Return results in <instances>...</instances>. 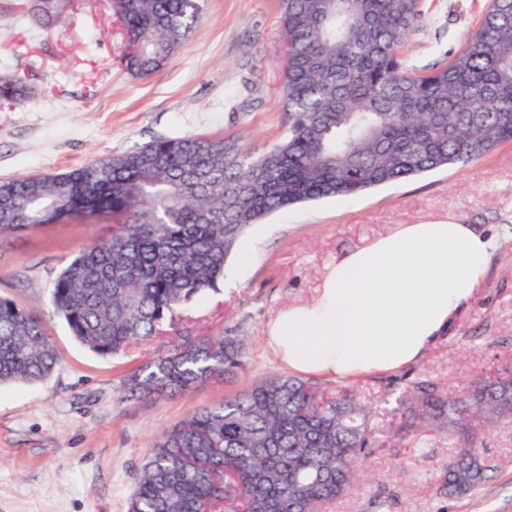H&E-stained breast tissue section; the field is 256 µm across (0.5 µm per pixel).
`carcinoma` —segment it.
Instances as JSON below:
<instances>
[{
	"instance_id": "obj_1",
	"label": "carcinoma",
	"mask_w": 512,
	"mask_h": 512,
	"mask_svg": "<svg viewBox=\"0 0 512 512\" xmlns=\"http://www.w3.org/2000/svg\"><path fill=\"white\" fill-rule=\"evenodd\" d=\"M69 0H34L55 24ZM200 0H122L126 71L146 77L196 29ZM422 0H280L288 51L284 139L254 154L236 141L157 138L78 168L0 181V236L54 218L120 221L82 247L56 278L53 311L92 351L118 356L161 334L182 307L216 288L237 241L267 216L303 202L347 199L512 141V0H490L467 44L447 62L405 55ZM0 78V98L22 103ZM59 356L41 321L0 298V383L49 376ZM234 336L186 334L128 380L125 396H174L244 369ZM392 438L343 391L274 375L165 431L141 467L129 512H324L358 477V459L431 426L454 448L442 490L472 495L487 479L482 428L512 421V368L459 395L430 380L391 386Z\"/></svg>"
}]
</instances>
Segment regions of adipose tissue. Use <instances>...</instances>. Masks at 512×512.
<instances>
[{"label": "adipose tissue", "mask_w": 512, "mask_h": 512, "mask_svg": "<svg viewBox=\"0 0 512 512\" xmlns=\"http://www.w3.org/2000/svg\"><path fill=\"white\" fill-rule=\"evenodd\" d=\"M497 243L450 220L399 224L336 259L310 301L265 327L280 365L354 381L420 362L472 299Z\"/></svg>", "instance_id": "ef3b65f1"}]
</instances>
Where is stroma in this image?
<instances>
[{
    "label": "stroma",
    "instance_id": "1",
    "mask_svg": "<svg viewBox=\"0 0 512 512\" xmlns=\"http://www.w3.org/2000/svg\"><path fill=\"white\" fill-rule=\"evenodd\" d=\"M29 5L0 0V75L30 91L21 105L0 99V181L68 171L159 137L235 140L262 153L288 130L279 0H206L195 33L144 78L121 65V24L108 0H73L46 30L31 24ZM488 5L424 0L407 47L412 62L430 66L461 49ZM448 219L486 228L500 246L451 336L399 376L431 379L455 395L512 362V141L466 166L297 205L253 225L238 245L253 247L257 260L247 267L228 262L224 278L232 290H208L164 335L114 358L79 343L50 305L60 271L83 246L111 236L112 218L0 238V296L41 320L59 356L47 379L0 385V512H127L141 466L165 430L281 374L264 343L266 323L281 306L309 299L336 257L395 225ZM188 332L240 338L244 370L173 397L126 401L128 377ZM389 382L370 376L321 385L356 392L385 432ZM484 441L492 472L472 496L441 493L452 449L443 436L425 432L374 450L363 461L365 478L326 512H512V423L492 427Z\"/></svg>",
    "mask_w": 512,
    "mask_h": 512
}]
</instances>
